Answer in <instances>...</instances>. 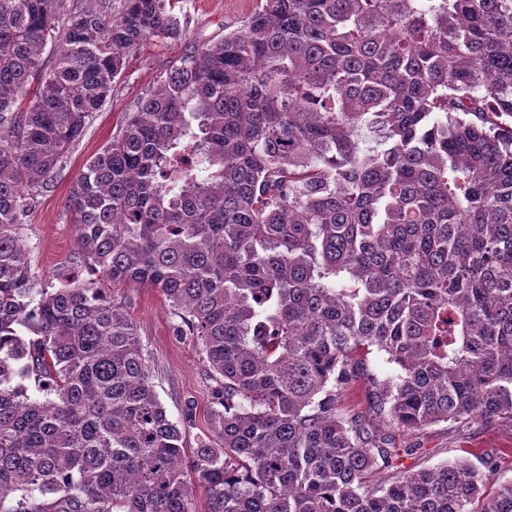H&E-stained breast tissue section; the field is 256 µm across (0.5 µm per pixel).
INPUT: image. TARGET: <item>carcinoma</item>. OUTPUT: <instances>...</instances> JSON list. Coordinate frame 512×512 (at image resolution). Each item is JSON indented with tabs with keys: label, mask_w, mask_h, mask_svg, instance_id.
<instances>
[{
	"label": "carcinoma",
	"mask_w": 512,
	"mask_h": 512,
	"mask_svg": "<svg viewBox=\"0 0 512 512\" xmlns=\"http://www.w3.org/2000/svg\"><path fill=\"white\" fill-rule=\"evenodd\" d=\"M183 35L171 0H0V512H195L190 475L207 512H473L485 475L392 431L512 422V0H257L86 163L42 284L29 199ZM108 285L162 293L223 378L196 447Z\"/></svg>",
	"instance_id": "1"
}]
</instances>
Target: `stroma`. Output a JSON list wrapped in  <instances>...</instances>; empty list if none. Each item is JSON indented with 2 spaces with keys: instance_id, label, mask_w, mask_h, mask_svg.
Segmentation results:
<instances>
[{
  "instance_id": "1",
  "label": "stroma",
  "mask_w": 512,
  "mask_h": 512,
  "mask_svg": "<svg viewBox=\"0 0 512 512\" xmlns=\"http://www.w3.org/2000/svg\"><path fill=\"white\" fill-rule=\"evenodd\" d=\"M255 4L256 0H180L176 14L187 23L185 38L178 42L154 39L130 56L111 96L71 149L54 187L29 202L19 234L39 279H54L76 248V227L66 204L86 162L117 133L126 113L134 110L160 74L177 64L191 46L219 42L225 33L241 25ZM118 296L125 299L137 325L162 404L184 431L187 447H195L197 438L208 433V412L216 403L218 379L195 337L175 334L179 319L161 293L151 288H124ZM396 445L408 449V456L402 459L407 467L466 459L480 470L487 455H496L497 468L483 489L487 495L493 494L500 483L512 481V423L507 421L468 427L439 423L421 435L397 433Z\"/></svg>"
}]
</instances>
